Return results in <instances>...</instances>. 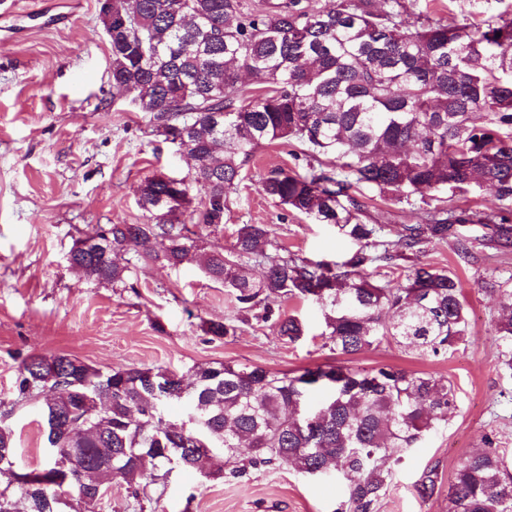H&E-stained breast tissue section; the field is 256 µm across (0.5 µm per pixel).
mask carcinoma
<instances>
[{"label":"carcinoma","mask_w":512,"mask_h":512,"mask_svg":"<svg viewBox=\"0 0 512 512\" xmlns=\"http://www.w3.org/2000/svg\"><path fill=\"white\" fill-rule=\"evenodd\" d=\"M112 98L151 113L155 131L198 154L208 166L177 188L165 175L137 188L144 224H97L76 239L71 267L100 282L126 284L120 252L169 266L197 262L235 296L242 312L269 319L284 298L314 297L322 307L326 345L354 356L390 337L433 358L471 340L458 279L421 261L422 247L448 225H493L512 240V3L484 24L433 25L405 0H112ZM260 85L243 104L239 75ZM301 146L306 167L274 170L262 191L298 214L333 224L356 246L334 264L281 253L267 224H244L233 248L197 244L189 225L224 223L228 194L242 167L267 141ZM366 187L398 204H422L421 222L398 238L366 222L351 190ZM198 187L204 197L193 202ZM487 187L503 207L468 217L443 193ZM103 248H81L85 239ZM414 257L406 282L375 284L367 268ZM263 265L254 276L245 261ZM492 336L501 371L512 376V289L501 288ZM392 320H382L384 313ZM278 335L295 343L305 326L279 317ZM231 336L232 321L206 323ZM160 367L104 371L70 354L35 355L20 366L21 399L43 398L47 446L35 469L16 468L13 431L0 426V502L9 512H57L66 491L77 512H95L102 479L120 477L137 501L148 498L159 471L176 458L205 479L197 446L235 462L233 479L252 469L292 464L305 474L332 471L343 481L336 512H377L401 453L448 422L456 407L448 379L388 364L360 369L327 363L274 373L230 363L198 366L162 384ZM324 393L305 412L310 395ZM187 403L189 427L166 413ZM466 456L448 490V512H512V470L494 439ZM249 450L241 457L242 448ZM439 472L415 484L422 499Z\"/></svg>","instance_id":"cac0c4a2"}]
</instances>
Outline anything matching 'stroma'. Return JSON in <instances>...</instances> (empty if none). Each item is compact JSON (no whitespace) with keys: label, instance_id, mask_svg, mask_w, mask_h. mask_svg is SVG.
I'll use <instances>...</instances> for the list:
<instances>
[{"label":"stroma","instance_id":"1","mask_svg":"<svg viewBox=\"0 0 512 512\" xmlns=\"http://www.w3.org/2000/svg\"><path fill=\"white\" fill-rule=\"evenodd\" d=\"M54 21L0 12V425L15 436L19 465L35 468L46 456L44 423L34 401H16L21 362L33 354L66 353L99 368L162 367L182 375L211 362L256 365L273 372L332 362L321 309L305 298L282 300L280 313L297 316L305 335L288 345L272 323L253 318L235 335L207 334L204 324L238 317L227 288L194 263L171 267L118 253L129 264L128 286L89 279L69 267L68 252L96 224H141L137 188L148 176H186L193 159L153 130L149 113L112 100V53L98 0H45ZM432 24L494 19L499 0H418ZM294 143L262 145L228 198L224 221L196 227L205 245L231 247L244 224H267L280 247L311 261L339 262L351 251L336 228L320 224L266 196L261 183L276 168L298 169ZM368 221L397 238L419 210L361 189ZM424 262L454 274L469 308L472 340L442 358L382 341L350 357L353 367L391 364L447 378L456 408L396 467L378 512H448L445 482L458 463L491 435L512 467V378L499 370L490 338L499 291L512 287V242L491 227L456 224L428 243ZM435 466L444 482L429 500L414 484ZM139 508L125 482L113 481L99 512H336L334 474L311 476L283 464L242 479H205L174 470L148 490Z\"/></svg>","mask_w":512,"mask_h":512}]
</instances>
